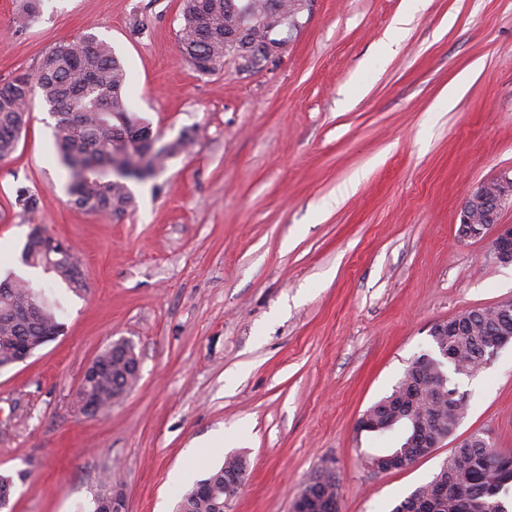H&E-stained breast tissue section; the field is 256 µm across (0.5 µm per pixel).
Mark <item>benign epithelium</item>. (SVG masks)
<instances>
[{
    "instance_id": "benign-epithelium-1",
    "label": "benign epithelium",
    "mask_w": 512,
    "mask_h": 512,
    "mask_svg": "<svg viewBox=\"0 0 512 512\" xmlns=\"http://www.w3.org/2000/svg\"><path fill=\"white\" fill-rule=\"evenodd\" d=\"M299 27L298 15L281 12L279 0H269L267 12L254 13L247 7L236 10V30L230 35L229 44L242 72H252L261 63L279 53L288 35ZM512 206V176L502 174L477 184L468 190L461 208L459 238L487 239L490 254L501 265L512 266V224L499 222V213ZM390 415V423L409 419L413 423L409 447L438 448L448 439V430L430 426V422L414 410L411 398L403 396L395 401H384L370 407L359 418L357 428L363 432L380 429L382 417ZM426 457L415 453L408 458L398 453L379 457L371 466L381 471L403 470L413 462ZM325 473H320L306 486L294 504V512H335L336 497L324 483Z\"/></svg>"
}]
</instances>
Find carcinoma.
<instances>
[{"mask_svg": "<svg viewBox=\"0 0 512 512\" xmlns=\"http://www.w3.org/2000/svg\"><path fill=\"white\" fill-rule=\"evenodd\" d=\"M235 0H182L183 25L179 43L183 60L201 74H210L224 64L229 51L225 35ZM42 0H22L15 17L17 27L29 26L40 15ZM127 72L112 46L92 34L57 43L33 73L0 81V159L16 149L27 125L35 98L50 106L56 117L55 137L62 166L68 173V191L75 205L92 214L120 217L135 206L129 187L156 177L169 159L186 151L195 137L183 133L160 143L142 119L127 106L124 87ZM16 205L31 213L39 196L26 188L17 190ZM53 236L37 224L21 253V263L46 268ZM73 264L57 267L53 274L72 289L83 285ZM60 305L43 289L10 274L0 279V364L17 362L57 336ZM512 340V315L491 309L468 312L465 324L441 337L453 352L451 373L470 375L486 364L485 348L492 338ZM99 359L103 372L87 380L77 394L76 406L83 413L98 412L122 400L121 393L137 382L133 372L112 358V349ZM457 389L448 379L440 400L420 380L403 375L392 394L406 393L427 416L448 421L453 431L468 406L452 397ZM492 444L477 441L451 453L433 479L404 498L392 512H512L507 497L512 492V469L500 464ZM224 464L186 491L175 512H220L224 507V479L230 478ZM13 478L0 474V512L10 508ZM121 492L112 488L107 474L94 494L92 512H112V498Z\"/></svg>", "mask_w": 512, "mask_h": 512, "instance_id": "obj_1", "label": "carcinoma"}]
</instances>
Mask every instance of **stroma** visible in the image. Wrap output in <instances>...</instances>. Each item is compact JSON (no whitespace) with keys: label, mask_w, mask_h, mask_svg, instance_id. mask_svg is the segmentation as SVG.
Listing matches in <instances>:
<instances>
[{"label":"stroma","mask_w":512,"mask_h":512,"mask_svg":"<svg viewBox=\"0 0 512 512\" xmlns=\"http://www.w3.org/2000/svg\"><path fill=\"white\" fill-rule=\"evenodd\" d=\"M18 4L0 0V78L95 35L125 66L131 112L161 141L192 130L196 144L131 183L136 207L119 219L72 203L42 100L0 160V279L44 224L86 283L34 277L64 330L0 370L14 512H90L107 471L128 512H173L231 454L249 474L225 512H292L326 468L340 512H392L471 432L512 453V343L457 377L465 418L409 468L369 464L401 430L356 429L433 353L434 323L512 300V266L487 240L458 238L466 192L512 172V0H307L249 74L231 55L211 74L183 60L182 0H43L24 29ZM22 186L40 197L34 214L15 203ZM119 339L140 377L83 414L81 376Z\"/></svg>","instance_id":"1"}]
</instances>
